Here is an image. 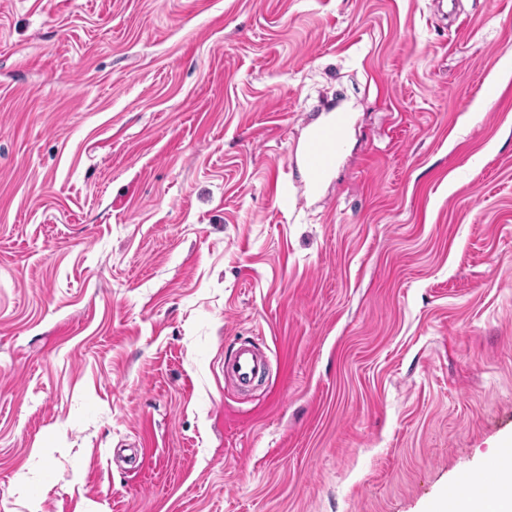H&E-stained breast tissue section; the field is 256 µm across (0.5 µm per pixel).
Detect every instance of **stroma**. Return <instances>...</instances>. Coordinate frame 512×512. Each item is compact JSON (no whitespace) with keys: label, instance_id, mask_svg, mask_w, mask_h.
Listing matches in <instances>:
<instances>
[{"label":"stroma","instance_id":"obj_1","mask_svg":"<svg viewBox=\"0 0 512 512\" xmlns=\"http://www.w3.org/2000/svg\"><path fill=\"white\" fill-rule=\"evenodd\" d=\"M511 442L512 0H0V512H431ZM346 116L338 113L334 121L314 129L302 147L308 185L316 191L335 166L346 129ZM262 359L252 344H243L224 360V376L249 385L261 372Z\"/></svg>","mask_w":512,"mask_h":512}]
</instances>
